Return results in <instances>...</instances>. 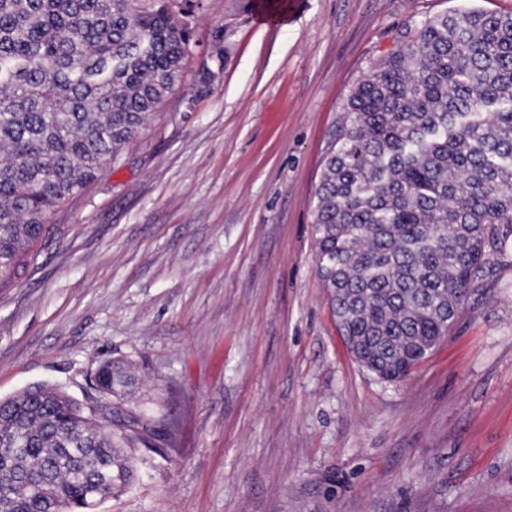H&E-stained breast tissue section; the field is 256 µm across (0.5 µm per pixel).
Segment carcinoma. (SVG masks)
Here are the masks:
<instances>
[{"instance_id": "carcinoma-1", "label": "carcinoma", "mask_w": 512, "mask_h": 512, "mask_svg": "<svg viewBox=\"0 0 512 512\" xmlns=\"http://www.w3.org/2000/svg\"><path fill=\"white\" fill-rule=\"evenodd\" d=\"M198 0H0V283L55 208L138 139L181 82ZM317 271L363 367L400 381L512 248V14L423 20L349 95L315 213ZM94 382L130 384L120 360ZM143 442L142 418H123ZM133 478L94 409L0 401V512H94Z\"/></svg>"}]
</instances>
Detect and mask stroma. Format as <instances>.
<instances>
[{"label": "stroma", "mask_w": 512, "mask_h": 512, "mask_svg": "<svg viewBox=\"0 0 512 512\" xmlns=\"http://www.w3.org/2000/svg\"><path fill=\"white\" fill-rule=\"evenodd\" d=\"M203 0L182 82L50 213L0 288V400L39 385L142 413L97 512H512V252L405 380L362 367L317 273L343 106L420 21L512 0ZM130 362L106 398L90 378Z\"/></svg>", "instance_id": "35a3bbf8"}]
</instances>
